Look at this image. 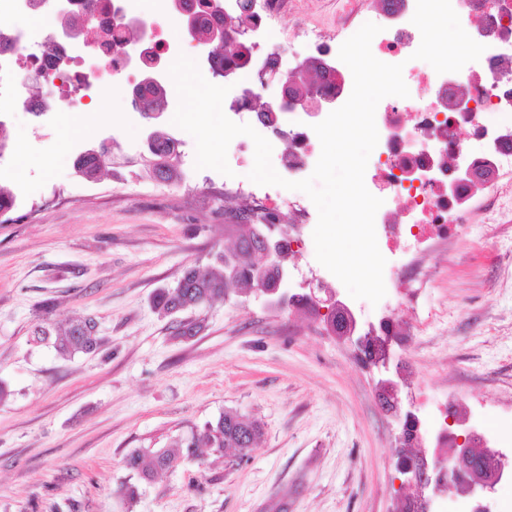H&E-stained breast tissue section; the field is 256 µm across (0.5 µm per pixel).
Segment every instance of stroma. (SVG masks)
<instances>
[{
	"label": "stroma",
	"mask_w": 512,
	"mask_h": 512,
	"mask_svg": "<svg viewBox=\"0 0 512 512\" xmlns=\"http://www.w3.org/2000/svg\"><path fill=\"white\" fill-rule=\"evenodd\" d=\"M342 0H288L275 24L285 68L311 54L306 28L331 27ZM165 130L181 179L141 168L144 120L129 97L95 101L70 117L8 114L10 158L0 182L17 207L0 223V512H395L401 421L373 399L381 375L305 309L278 310L240 291L202 309L188 340L152 306L191 264L231 246L224 177L196 169V144ZM114 141L97 181L77 177V155ZM481 212L441 257L417 300L399 305L415 404L456 387L484 408L485 430L512 451V174L487 187ZM63 322L89 316L101 348L59 355L33 342L41 309ZM258 421L247 457L198 449L141 486L127 504L124 457L167 447L220 414Z\"/></svg>",
	"instance_id": "35a3bbf8"
}]
</instances>
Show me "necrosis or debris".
<instances>
[{"label":"necrosis or debris","instance_id":"1","mask_svg":"<svg viewBox=\"0 0 512 512\" xmlns=\"http://www.w3.org/2000/svg\"><path fill=\"white\" fill-rule=\"evenodd\" d=\"M365 14L358 0H345L328 38L312 32L316 54L337 57L341 45L365 23L379 26L371 42L376 59L402 65L408 97L389 96L375 113L378 143L364 176L368 191L382 199L375 216L378 248L386 260L384 284L394 299L412 296L431 272L430 261L455 239L471 214L478 173L496 182L512 171V0H377ZM84 19L86 31L57 34L51 44L25 35L0 44V77H52L50 98L24 100L26 112L70 113L81 98L117 95L116 77L138 82V55L157 54L170 62L183 41L171 38L178 18L165 15L162 0H0V21L20 16L58 26L61 15ZM456 23V47L445 56L431 32L442 19ZM147 28V36L134 31ZM269 142L287 141V152L272 154L277 173L305 176L318 161L320 141L297 113L271 126L261 111H239ZM259 212L288 211V243L308 245L318 210L308 196L286 198L278 186L244 180L230 183Z\"/></svg>","mask_w":512,"mask_h":512}]
</instances>
